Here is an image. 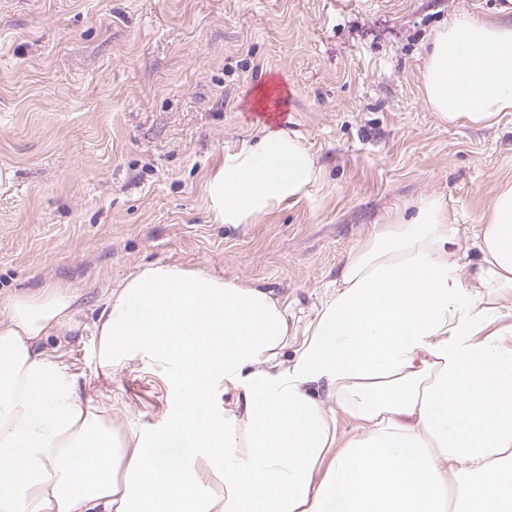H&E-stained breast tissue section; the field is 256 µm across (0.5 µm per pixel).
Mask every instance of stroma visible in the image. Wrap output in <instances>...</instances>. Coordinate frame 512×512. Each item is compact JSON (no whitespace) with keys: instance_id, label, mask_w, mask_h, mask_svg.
Returning <instances> with one entry per match:
<instances>
[{"instance_id":"35a3bbf8","label":"stroma","mask_w":512,"mask_h":512,"mask_svg":"<svg viewBox=\"0 0 512 512\" xmlns=\"http://www.w3.org/2000/svg\"><path fill=\"white\" fill-rule=\"evenodd\" d=\"M504 0H0V308L45 286L78 295L47 348L89 366L110 289L151 262L280 296L305 340L348 252L439 196L458 244L512 184V112L440 122L422 99L424 47L459 12ZM263 83L278 124L322 168L309 198L251 224H217L205 184L254 143ZM165 377L141 357L112 389L147 433Z\"/></svg>"}]
</instances>
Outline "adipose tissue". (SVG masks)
I'll return each instance as SVG.
<instances>
[{
    "mask_svg": "<svg viewBox=\"0 0 512 512\" xmlns=\"http://www.w3.org/2000/svg\"><path fill=\"white\" fill-rule=\"evenodd\" d=\"M421 90L439 121L512 112V24L466 13L438 29ZM315 155L262 127L205 192L220 224L310 196ZM443 202L376 226L347 255L308 338L275 293L156 262L109 291L91 367L46 349L73 316L54 284L0 315V512H512V185L456 246ZM168 379L148 435L114 404L118 368ZM359 434L336 443V417ZM187 448L172 466L170 449Z\"/></svg>",
    "mask_w": 512,
    "mask_h": 512,
    "instance_id": "obj_1",
    "label": "adipose tissue"
}]
</instances>
